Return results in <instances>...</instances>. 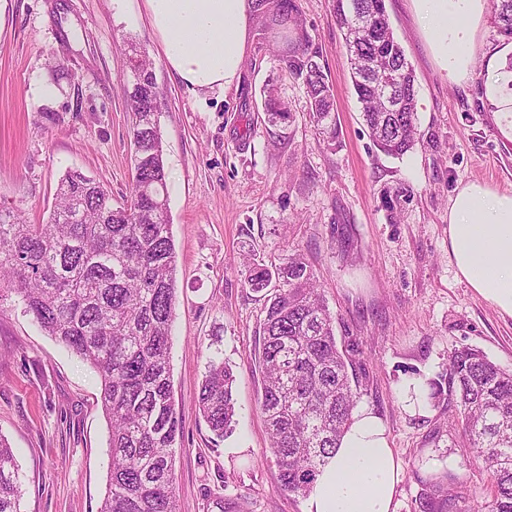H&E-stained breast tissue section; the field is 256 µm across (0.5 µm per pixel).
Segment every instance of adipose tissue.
<instances>
[{"mask_svg":"<svg viewBox=\"0 0 512 512\" xmlns=\"http://www.w3.org/2000/svg\"><path fill=\"white\" fill-rule=\"evenodd\" d=\"M442 74L457 83L474 62L485 0H414ZM166 66L192 93H224L241 76L254 0H144ZM485 96L512 140V75L488 60ZM448 252L458 279L512 317V194L459 186L448 210ZM400 470L382 419L355 410L336 455L316 477L307 512H393Z\"/></svg>","mask_w":512,"mask_h":512,"instance_id":"obj_1","label":"adipose tissue"}]
</instances>
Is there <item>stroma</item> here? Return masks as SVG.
<instances>
[{"label": "stroma", "mask_w": 512, "mask_h": 512, "mask_svg": "<svg viewBox=\"0 0 512 512\" xmlns=\"http://www.w3.org/2000/svg\"><path fill=\"white\" fill-rule=\"evenodd\" d=\"M335 90V142L310 123L306 97L282 77L260 27L237 87L195 97L168 70L143 0H0V206L45 222L58 181L78 169L122 203L131 181L129 114L121 77L129 44L154 66L169 215L177 252L170 365L180 512H306L305 497L277 490L278 467L258 407L264 296L244 285L247 258L269 266L299 253L336 317L339 346L355 349L360 407L380 416L402 474L394 512H423L431 482L475 512L494 492L451 401L407 409L405 382L440 380L455 349L482 350L512 369V318L461 282L448 253V209L458 186L512 192V141L484 93L491 55L512 56L490 15L461 83L440 71L413 0H385L418 90L419 142L403 157L370 140L352 85L332 0H298ZM276 88L289 126L265 121ZM409 198L387 208L389 189ZM236 373L237 424L216 438L197 407L209 356ZM95 370L41 331L16 294L0 302V435L13 448L21 512H99L110 457Z\"/></svg>", "instance_id": "stroma-1"}]
</instances>
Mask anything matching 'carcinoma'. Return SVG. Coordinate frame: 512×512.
<instances>
[{"instance_id": "1", "label": "carcinoma", "mask_w": 512, "mask_h": 512, "mask_svg": "<svg viewBox=\"0 0 512 512\" xmlns=\"http://www.w3.org/2000/svg\"><path fill=\"white\" fill-rule=\"evenodd\" d=\"M333 10L368 136L385 155L402 157L419 142L418 91L385 0H333ZM492 12L499 32L512 39V0H492ZM256 13L273 34L278 70L305 90L310 122L336 140L333 85L297 0H256ZM384 77L401 99L397 112L383 111L377 85ZM123 90L131 116L133 210L113 206L112 193L79 170L60 179L44 224H26L19 214L0 209V301L6 291L20 296L41 329L99 375L110 453L99 512H178L181 423L170 366L176 251L159 125L161 91L152 63L135 48ZM265 111L272 127L290 121L288 102L272 91ZM244 285L256 293L273 287L260 326L259 409L278 466L277 489L306 497L351 424L361 383L350 354L338 347L336 317L302 255L292 254L272 269L253 263ZM235 382L224 358L209 357L197 402L218 438L236 423ZM445 395L494 478L488 512H512V370L462 346L449 356L445 383H430V398ZM20 499L15 455L0 436V512H20ZM451 502L452 495L435 482L429 512H447Z\"/></svg>"}]
</instances>
